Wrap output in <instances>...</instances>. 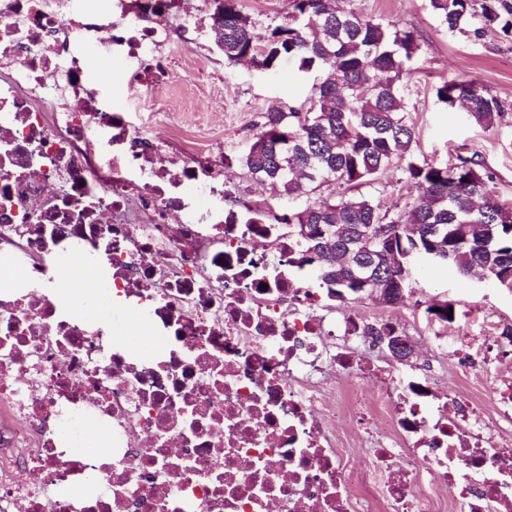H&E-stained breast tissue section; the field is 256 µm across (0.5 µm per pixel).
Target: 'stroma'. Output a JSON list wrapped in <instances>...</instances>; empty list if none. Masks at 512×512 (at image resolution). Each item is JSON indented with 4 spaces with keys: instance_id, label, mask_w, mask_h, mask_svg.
Returning <instances> with one entry per match:
<instances>
[{
    "instance_id": "stroma-1",
    "label": "stroma",
    "mask_w": 512,
    "mask_h": 512,
    "mask_svg": "<svg viewBox=\"0 0 512 512\" xmlns=\"http://www.w3.org/2000/svg\"><path fill=\"white\" fill-rule=\"evenodd\" d=\"M354 6L380 22H393L414 32L420 49L405 88L407 119L414 126L418 155L438 162L471 158L495 176L500 198L512 201V38L495 30L482 36L448 32L429 7V0H352ZM476 80L504 105L492 128L471 121L458 108H448L436 98L445 80ZM314 75L284 63L274 71H260L252 64L224 63L212 51L206 69H199L195 54L180 50L164 89L174 123L204 127L210 137L223 141L224 151L235 157L252 141L251 133L263 112L289 101L304 100L311 93ZM412 297L421 308L386 305L370 299L347 300L336 309L337 317L354 312L366 319L395 317L418 349V360L433 366L437 388L480 396L485 382L474 370L465 369L456 356L442 357L429 340L433 329L425 309L445 301L457 309L472 311L459 324L473 337L474 360H482L478 336L481 318L492 315L501 325L512 326V292L487 280L464 278L453 270L429 264L412 271Z\"/></svg>"
}]
</instances>
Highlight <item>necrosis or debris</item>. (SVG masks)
I'll use <instances>...</instances> for the list:
<instances>
[{"mask_svg": "<svg viewBox=\"0 0 512 512\" xmlns=\"http://www.w3.org/2000/svg\"><path fill=\"white\" fill-rule=\"evenodd\" d=\"M0 0V512H512V338L486 327L483 396L336 345L358 321L300 262L276 196H240L224 148L130 118L209 0ZM171 24L153 26L151 5ZM130 100L108 104L101 57ZM78 257L97 306L57 298ZM156 344L115 335L113 311ZM107 459L81 452L85 421ZM368 448L371 462L355 453ZM83 444H90L97 448H84V450L95 456L101 453L100 448H106L109 443V436L105 428L99 423L87 424L83 438Z\"/></svg>", "mask_w": 512, "mask_h": 512, "instance_id": "4bbe7bcc", "label": "necrosis or debris"}]
</instances>
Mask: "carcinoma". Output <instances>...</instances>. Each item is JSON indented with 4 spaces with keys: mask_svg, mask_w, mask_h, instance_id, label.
I'll return each instance as SVG.
<instances>
[{
    "mask_svg": "<svg viewBox=\"0 0 512 512\" xmlns=\"http://www.w3.org/2000/svg\"><path fill=\"white\" fill-rule=\"evenodd\" d=\"M213 2L215 45L225 62L248 58L269 71L288 59L301 72H323L305 101L262 114L238 162L295 202L282 223L329 296L366 298L375 285L397 292L395 303L411 290L419 261L512 291V202L499 198L493 176L474 159L438 163L414 151L403 83L419 49L412 31L347 9L342 0H287L288 21L262 33L238 0ZM430 8L451 33L469 26L478 36L496 27L512 37V0H430ZM436 95L482 127L503 111L474 80H448ZM394 166L417 192L402 217L361 191Z\"/></svg>",
    "mask_w": 512,
    "mask_h": 512,
    "instance_id": "1",
    "label": "carcinoma"
}]
</instances>
